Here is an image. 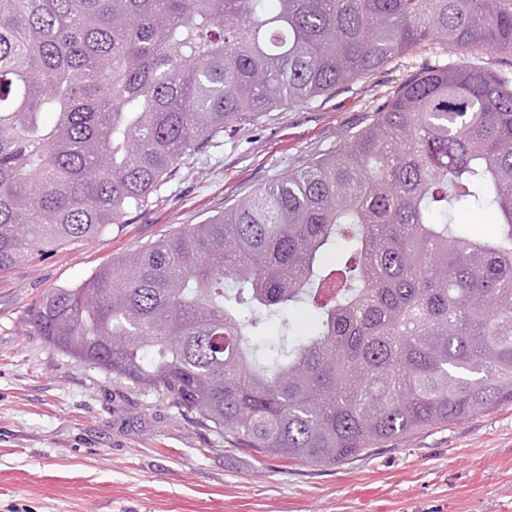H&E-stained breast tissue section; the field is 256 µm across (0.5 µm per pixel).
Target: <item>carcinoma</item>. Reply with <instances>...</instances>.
Wrapping results in <instances>:
<instances>
[{"instance_id":"cac0c4a2","label":"carcinoma","mask_w":512,"mask_h":512,"mask_svg":"<svg viewBox=\"0 0 512 512\" xmlns=\"http://www.w3.org/2000/svg\"><path fill=\"white\" fill-rule=\"evenodd\" d=\"M423 48L457 60L303 168L50 290L32 333L292 462L512 405V72L486 62L512 56V0H0V273L126 223L224 132ZM464 206L495 231L461 230Z\"/></svg>"}]
</instances>
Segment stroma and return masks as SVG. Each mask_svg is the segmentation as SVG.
Returning <instances> with one entry per match:
<instances>
[{
	"label": "stroma",
	"instance_id": "1",
	"mask_svg": "<svg viewBox=\"0 0 512 512\" xmlns=\"http://www.w3.org/2000/svg\"><path fill=\"white\" fill-rule=\"evenodd\" d=\"M433 60L420 51L226 132L127 224L0 274V512H512V406L342 465L260 459L229 448L163 396L49 347L25 323L49 290L335 149Z\"/></svg>",
	"mask_w": 512,
	"mask_h": 512
}]
</instances>
